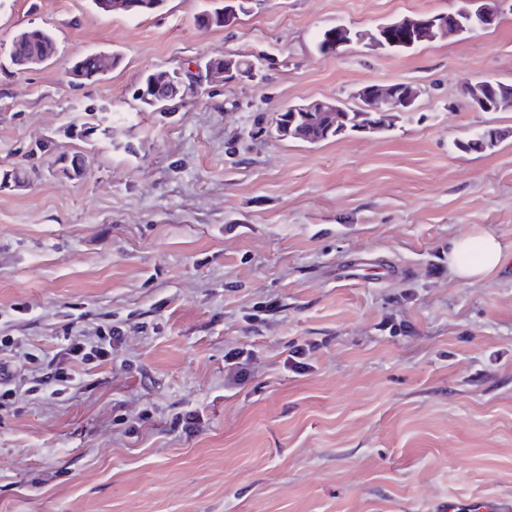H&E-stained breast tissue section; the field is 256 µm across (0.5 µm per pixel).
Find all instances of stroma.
Here are the masks:
<instances>
[{
  "instance_id": "stroma-1",
  "label": "stroma",
  "mask_w": 512,
  "mask_h": 512,
  "mask_svg": "<svg viewBox=\"0 0 512 512\" xmlns=\"http://www.w3.org/2000/svg\"><path fill=\"white\" fill-rule=\"evenodd\" d=\"M99 13L92 0H0V336L51 358L69 319L119 328L67 398L0 412V512H441L512 501V266L466 283L450 239L481 227L512 252V109L476 112L463 80L512 84V0L494 27L404 51L353 30L463 0H248L230 27ZM53 31L19 72L15 33ZM119 52L74 86L86 53ZM248 56L252 80L194 85L172 112L133 98L145 73ZM407 83L412 113L379 134L282 139L290 107L361 108ZM510 130L490 152L460 141ZM81 154L82 173L62 174ZM305 352L302 367L286 359ZM154 411L139 433L121 416ZM202 412L193 435L169 431ZM336 30V40L334 39L333 33ZM373 31H364L359 32L357 34L352 33L351 30L348 28L343 27H327L321 31L318 37V48L320 51L324 53H335L339 51L341 47L344 45H341L339 47H336L337 44L342 43H348L353 40V38L356 39V41L363 43L364 45L370 47V48H379V43L377 41L376 35H373Z\"/></svg>"
}]
</instances>
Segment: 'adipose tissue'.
<instances>
[{"instance_id":"ef3b65f1","label":"adipose tissue","mask_w":512,"mask_h":512,"mask_svg":"<svg viewBox=\"0 0 512 512\" xmlns=\"http://www.w3.org/2000/svg\"><path fill=\"white\" fill-rule=\"evenodd\" d=\"M506 260V250L492 233L475 229L448 243V269L455 279L476 283L495 276Z\"/></svg>"}]
</instances>
